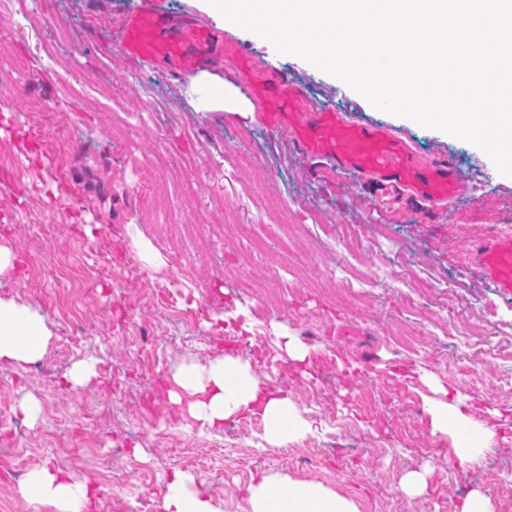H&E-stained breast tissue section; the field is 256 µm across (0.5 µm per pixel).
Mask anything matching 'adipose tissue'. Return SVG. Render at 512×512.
<instances>
[{"instance_id": "ef3b65f1", "label": "adipose tissue", "mask_w": 512, "mask_h": 512, "mask_svg": "<svg viewBox=\"0 0 512 512\" xmlns=\"http://www.w3.org/2000/svg\"><path fill=\"white\" fill-rule=\"evenodd\" d=\"M51 331L29 306L0 298V365L23 367L46 353ZM170 402L184 420L210 430L235 417H254L264 424V438L281 446L303 436L307 423L288 397L268 389L249 362L233 352L216 354L207 364L184 363L171 374ZM439 429L452 430L455 454L464 463L480 461L496 435L474 430L459 403L441 398L429 401ZM22 497L56 508L57 512H90L93 494L86 483L43 464L28 471L20 486ZM162 512H224L222 503L201 491L194 475L175 473L161 498ZM241 512H359L355 501L321 484L277 475L262 476L248 487Z\"/></svg>"}]
</instances>
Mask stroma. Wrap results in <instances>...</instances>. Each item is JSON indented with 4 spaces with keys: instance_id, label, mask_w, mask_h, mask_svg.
Returning <instances> with one entry per match:
<instances>
[{
    "instance_id": "1",
    "label": "stroma",
    "mask_w": 512,
    "mask_h": 512,
    "mask_svg": "<svg viewBox=\"0 0 512 512\" xmlns=\"http://www.w3.org/2000/svg\"><path fill=\"white\" fill-rule=\"evenodd\" d=\"M141 6L142 0H101L94 9L90 0H57L56 29L76 30L82 41L42 57L11 46L28 77L0 73V244L18 257L0 275V298L30 306L54 336L38 366L0 369L1 384L21 378L42 404L38 424L23 438L0 425V446L10 450L0 462V503L15 512H56L25 502L11 477L47 462L94 488L93 512H125L141 498L157 505L177 471L193 473L228 512L260 474L321 483L352 497L360 512H459L474 488L490 498L494 512H512L498 492L501 479L512 480V397L497 389L512 361L480 362L467 381L445 371L434 349L455 335V312L432 306L413 315L399 302L409 283L369 287L357 262L344 276L351 287L369 289L372 313L341 306L335 283L313 294L306 288L337 261L333 225L366 239L381 225L389 240L376 255L379 265L397 270L400 255L409 254L419 277L453 289L472 321L487 320L491 338L511 337L512 295L495 288L469 257L489 232L512 227V176L499 173L475 145L380 111L300 57L209 18L202 0H164L173 22L210 19L248 56L272 60L310 100L346 120L391 126L420 161L448 156L461 183L451 205L377 209L351 174L313 172L310 160L288 138L273 135L258 112L209 108L231 84L234 61L218 58L207 80L174 83L161 67L104 52L100 38L86 32L92 25H120ZM76 64L91 83L70 91L65 68ZM116 112L149 118L125 139L112 133ZM160 143L202 170L200 191L170 190L173 209L190 226L173 253L159 245L154 217L137 203L151 178L147 158ZM242 151L268 172L264 196L252 192L249 168L235 162ZM282 205L315 246L291 266L277 257L278 226L260 218L261 211ZM255 237L265 239L266 252L248 249ZM238 274L275 276L287 311L267 308L265 296L237 288ZM164 284L176 297L174 306L156 304ZM203 302L207 315L194 318ZM398 320L416 327L426 347L396 342L391 330ZM258 324L269 342L283 329L309 349L308 362L284 361L282 377L254 368L301 409L307 433L276 447L259 429L237 435L240 421L232 418L212 431L182 421L174 436L161 440L165 419L176 414L167 395L174 367L185 360L206 364L227 347L253 360L248 342ZM329 349L341 357L333 370L337 395L328 405L307 391L320 382L311 360ZM86 359L95 361L97 375L78 393L64 375ZM437 385L449 398L468 400L475 424L499 427L480 465L460 463L452 435L435 428L427 401ZM335 415L350 422L349 435L336 433ZM421 470L426 488L408 498L400 479Z\"/></svg>"
}]
</instances>
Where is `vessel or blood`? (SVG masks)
<instances>
[{"label":"vessel or blood","instance_id":"obj_1","mask_svg":"<svg viewBox=\"0 0 512 512\" xmlns=\"http://www.w3.org/2000/svg\"><path fill=\"white\" fill-rule=\"evenodd\" d=\"M161 0H147L130 16L119 34V47L128 57L164 67L180 79L209 65L213 45L241 60L239 76L261 99L263 124L287 133L296 148L311 158L354 174L365 189L406 188L430 206L447 205L459 193V181L448 158L418 163L401 137L386 125H353L332 109L307 100L303 91L271 63L247 58L233 37L216 42L209 23L190 19L182 27L170 24ZM473 265L502 292L512 294V233L488 234L472 255Z\"/></svg>","mask_w":512,"mask_h":512}]
</instances>
